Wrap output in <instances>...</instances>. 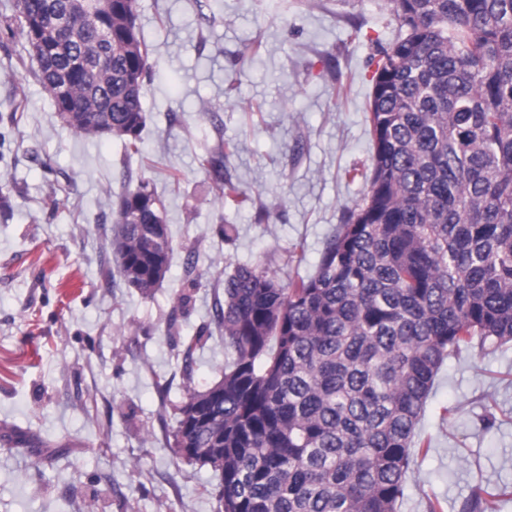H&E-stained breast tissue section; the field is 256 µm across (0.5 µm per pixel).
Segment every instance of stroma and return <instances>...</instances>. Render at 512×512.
<instances>
[{
  "instance_id": "1",
  "label": "stroma",
  "mask_w": 512,
  "mask_h": 512,
  "mask_svg": "<svg viewBox=\"0 0 512 512\" xmlns=\"http://www.w3.org/2000/svg\"><path fill=\"white\" fill-rule=\"evenodd\" d=\"M136 24L151 65L138 155L72 132L22 67L24 39H0V512H218L212 470L179 457L172 433L189 390L232 359L213 321L224 276L254 263L284 284L315 274L365 192L345 171L373 152L389 0H137ZM210 158L247 205H221ZM142 180L173 246L148 299L116 274L111 245L115 202ZM192 270L201 285L177 307ZM416 434L430 449L398 512H467L477 486L512 484V343L446 359Z\"/></svg>"
}]
</instances>
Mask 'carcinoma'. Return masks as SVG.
Listing matches in <instances>:
<instances>
[{
  "instance_id": "cac0c4a2",
  "label": "carcinoma",
  "mask_w": 512,
  "mask_h": 512,
  "mask_svg": "<svg viewBox=\"0 0 512 512\" xmlns=\"http://www.w3.org/2000/svg\"><path fill=\"white\" fill-rule=\"evenodd\" d=\"M367 121L366 190L317 272L283 286L262 264L224 276L214 322L233 354L189 391L175 444L218 476L220 512H397L435 375L512 341V0H390ZM136 0H14L0 35L30 57L73 132L141 150L149 53ZM225 203L247 200L211 163ZM112 254L147 299L172 242L150 183L119 196ZM512 485L478 486L496 512Z\"/></svg>"
}]
</instances>
